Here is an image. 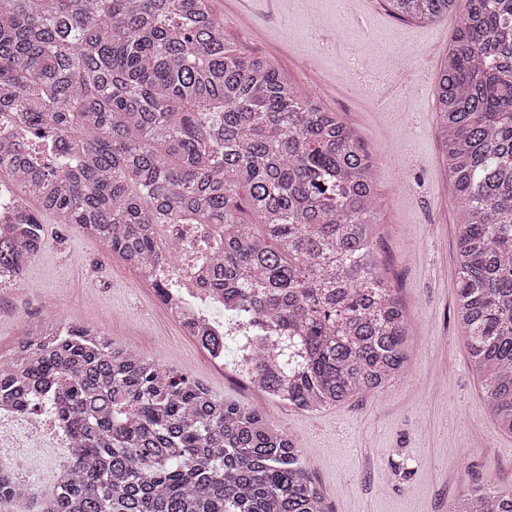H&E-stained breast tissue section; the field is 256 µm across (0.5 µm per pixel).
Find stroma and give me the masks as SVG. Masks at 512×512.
<instances>
[{
	"mask_svg": "<svg viewBox=\"0 0 512 512\" xmlns=\"http://www.w3.org/2000/svg\"><path fill=\"white\" fill-rule=\"evenodd\" d=\"M237 53L271 63L338 113L376 162V243L382 271L409 313L412 356L379 392L313 412L259 395L218 371L185 336L154 288L77 228L45 216V240L9 294H0V353L46 316L103 332L253 406L307 453L328 512H448L467 489L512 487V435L503 433L473 373L455 317L457 201L443 159L436 96L459 21L394 15L386 0H209ZM371 49L358 80L338 46ZM425 74L424 85L395 82Z\"/></svg>",
	"mask_w": 512,
	"mask_h": 512,
	"instance_id": "obj_1",
	"label": "stroma"
}]
</instances>
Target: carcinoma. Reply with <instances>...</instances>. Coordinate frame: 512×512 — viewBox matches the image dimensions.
<instances>
[{"mask_svg": "<svg viewBox=\"0 0 512 512\" xmlns=\"http://www.w3.org/2000/svg\"><path fill=\"white\" fill-rule=\"evenodd\" d=\"M460 24L436 108L460 233L456 317L492 415L512 434V0H387ZM0 171L33 206L0 266L34 257L42 215L133 266L158 224H218L205 287L256 341L253 384L302 411L375 393L412 351L375 244V162L334 112L224 43L208 0H0ZM262 233L242 217L239 188ZM0 368V403H51L75 468L46 512H327L304 450L257 408L90 327L42 322ZM449 512H512V489Z\"/></svg>", "mask_w": 512, "mask_h": 512, "instance_id": "1", "label": "carcinoma"}]
</instances>
